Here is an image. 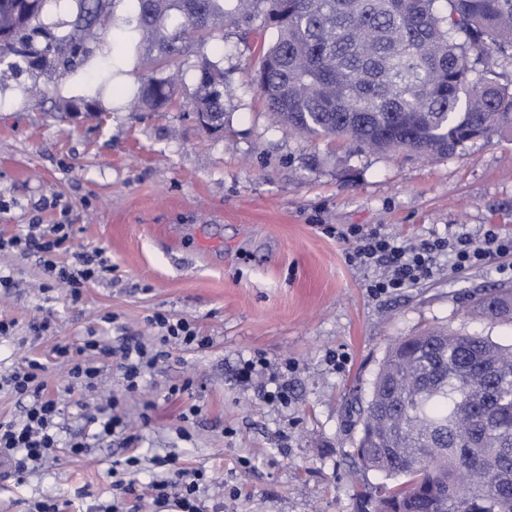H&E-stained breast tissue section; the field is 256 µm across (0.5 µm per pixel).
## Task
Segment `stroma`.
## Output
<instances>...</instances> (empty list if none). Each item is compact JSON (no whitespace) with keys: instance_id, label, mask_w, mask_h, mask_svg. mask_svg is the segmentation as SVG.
Listing matches in <instances>:
<instances>
[{"instance_id":"35a3bbf8","label":"stroma","mask_w":512,"mask_h":512,"mask_svg":"<svg viewBox=\"0 0 512 512\" xmlns=\"http://www.w3.org/2000/svg\"><path fill=\"white\" fill-rule=\"evenodd\" d=\"M272 39L256 17L197 46L183 59V106L165 112L130 108L153 69L130 58L117 34L97 40L78 70L39 79L97 98V119L57 118L22 94L30 75L0 71V236L63 222L75 246L105 249L113 267L74 304L64 289H40L36 257L0 252V273L15 282L0 293V319L16 322L14 336L0 338V372L44 362L47 389L63 403L62 437L89 439L86 453L59 450L23 478L0 472V512H30L44 499L89 512L111 501L112 464L129 453L121 439L91 438L55 365L59 342L98 336L116 346L147 335L157 311L209 338L202 350L173 349L127 400L144 460L137 491L156 471L152 457L173 454L203 473V512H358L360 492L385 480L361 467L356 448L359 409L388 344L436 326L512 343V323L470 312L476 293L512 288V272L456 273L443 257L416 286L374 295V270L348 263L332 234L355 224L418 245L487 224L512 232V135L437 160L302 138L250 80ZM206 58L224 70L227 122L216 134L199 129L191 108ZM108 311L114 324L100 321ZM43 316L53 335L31 331ZM249 359L264 370L243 383L237 373ZM174 384L184 392L169 395ZM275 389L287 403L268 400ZM192 405L199 414L182 420Z\"/></svg>"}]
</instances>
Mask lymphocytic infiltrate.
Segmentation results:
<instances>
[{
    "instance_id": "f902f5d3",
    "label": "lymphocytic infiltrate",
    "mask_w": 512,
    "mask_h": 512,
    "mask_svg": "<svg viewBox=\"0 0 512 512\" xmlns=\"http://www.w3.org/2000/svg\"><path fill=\"white\" fill-rule=\"evenodd\" d=\"M337 236L348 245L349 262L382 267V274L369 283L376 295L412 287L429 277L435 256L443 252L449 253L452 268L457 272L485 267L512 255V233L503 232L494 224L475 236L459 233L409 249L398 246L388 233H366L354 224L338 231ZM73 238L72 225L32 224L26 231L0 237V250L37 256L44 274L43 288H67L71 301L77 302L85 288L107 278L112 266L104 249L74 247ZM147 323L155 331L152 341L147 343L134 340L113 350L102 346L97 337L88 336L76 348L67 343L56 344L55 358L67 368V392L95 391L107 359L112 358L125 392L137 393L147 375L171 359L173 348L201 349L209 344L208 337L199 335L188 320H176L157 311L148 316ZM45 371L44 363L31 358L24 367L0 375V391L26 403L22 418L0 420V465L17 476L63 445L58 436L61 408L57 398L46 391ZM154 464L163 468L164 473L149 484L153 505H172L179 512H201L199 482L187 479L186 469L177 467L175 456L156 458Z\"/></svg>"
}]
</instances>
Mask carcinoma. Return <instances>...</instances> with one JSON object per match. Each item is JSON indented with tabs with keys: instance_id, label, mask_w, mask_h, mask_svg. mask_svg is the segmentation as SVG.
Masks as SVG:
<instances>
[{
	"instance_id": "1",
	"label": "carcinoma",
	"mask_w": 512,
	"mask_h": 512,
	"mask_svg": "<svg viewBox=\"0 0 512 512\" xmlns=\"http://www.w3.org/2000/svg\"><path fill=\"white\" fill-rule=\"evenodd\" d=\"M48 0H0V67L13 73L76 71L115 26L122 0H54L69 12L45 22ZM135 49L152 77L135 111L175 104L181 59L226 26L264 7L275 29L252 75L279 121L301 137H332L374 152L430 159L512 132V81L476 70L512 62V0H135ZM192 112L224 130V71L199 66ZM68 116L100 115L93 97L48 99ZM472 310L512 322V289L480 296ZM398 391L400 409L383 410ZM362 466L388 482L361 495L362 512H512V344L447 327L391 343L360 409Z\"/></svg>"
}]
</instances>
